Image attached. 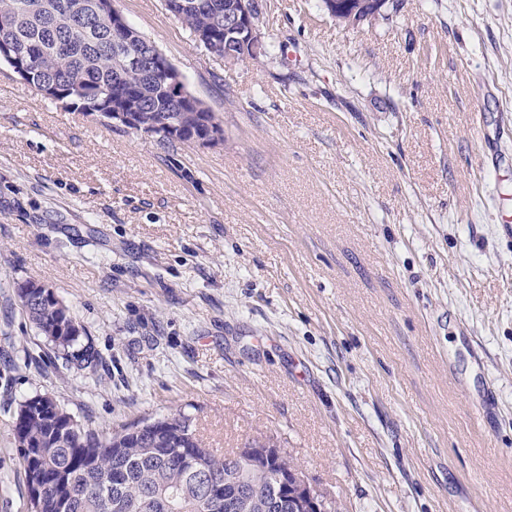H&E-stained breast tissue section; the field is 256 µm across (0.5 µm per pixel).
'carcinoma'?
Segmentation results:
<instances>
[{
  "label": "carcinoma",
  "instance_id": "carcinoma-1",
  "mask_svg": "<svg viewBox=\"0 0 512 512\" xmlns=\"http://www.w3.org/2000/svg\"><path fill=\"white\" fill-rule=\"evenodd\" d=\"M74 0H0V43L32 58L28 85L41 93L45 83L75 89L73 110L90 115L117 101L134 104L142 122L170 119L180 134L158 142L195 147L206 123L217 117L203 103L173 99L164 76L147 66L123 72L107 55L110 29L86 9L82 28L70 8ZM175 17L191 34L210 39L224 54V4L197 0ZM22 309L54 357L82 370L92 365L85 329L55 292L28 280L18 289ZM14 444L23 467L27 512H288L274 475L302 470L288 456L273 462L206 447L194 417L178 413L144 420L107 434L89 427L55 398L35 394L18 404L12 421Z\"/></svg>",
  "mask_w": 512,
  "mask_h": 512
}]
</instances>
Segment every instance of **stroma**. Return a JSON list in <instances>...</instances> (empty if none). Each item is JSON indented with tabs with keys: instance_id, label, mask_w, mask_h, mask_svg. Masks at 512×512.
Masks as SVG:
<instances>
[{
	"instance_id": "1",
	"label": "stroma",
	"mask_w": 512,
	"mask_h": 512,
	"mask_svg": "<svg viewBox=\"0 0 512 512\" xmlns=\"http://www.w3.org/2000/svg\"><path fill=\"white\" fill-rule=\"evenodd\" d=\"M216 114L167 148L0 65V512L47 393L112 431L185 412L270 437L343 512H512V0H397L338 24L260 0L228 65L163 0H115ZM101 358L46 357L16 285Z\"/></svg>"
}]
</instances>
